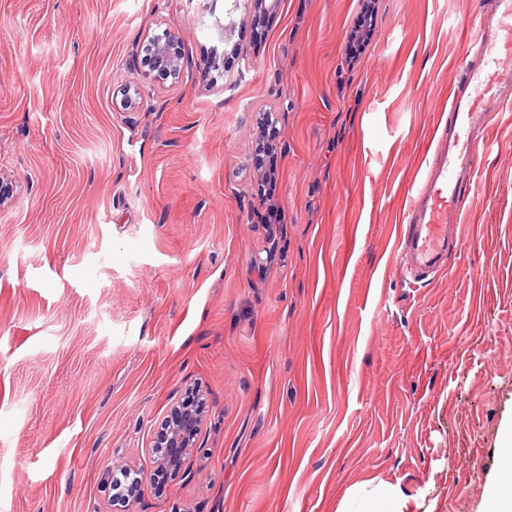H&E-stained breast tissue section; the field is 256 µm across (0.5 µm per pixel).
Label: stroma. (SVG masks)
I'll return each instance as SVG.
<instances>
[{"label":"stroma","mask_w":512,"mask_h":512,"mask_svg":"<svg viewBox=\"0 0 512 512\" xmlns=\"http://www.w3.org/2000/svg\"><path fill=\"white\" fill-rule=\"evenodd\" d=\"M486 0H0V512H336L372 479L406 512H490L512 431V105L494 113L445 270L399 231ZM236 27L221 42L217 22ZM171 30L165 91L136 52ZM141 87L133 109L122 85ZM274 111L281 224L254 163ZM188 475L154 483L175 403ZM361 13L358 16L357 25L354 27V32L351 34L348 52L351 58H357L365 47V41L361 37H357V33L361 28L368 25L373 27V16L375 12V2L373 0L362 1ZM189 405L181 401L174 406L161 429L156 433L152 452L155 470L152 480L165 479L186 469L192 448H196L203 423V403Z\"/></svg>","instance_id":"1"}]
</instances>
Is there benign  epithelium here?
<instances>
[{
  "instance_id": "1",
  "label": "benign epithelium",
  "mask_w": 512,
  "mask_h": 512,
  "mask_svg": "<svg viewBox=\"0 0 512 512\" xmlns=\"http://www.w3.org/2000/svg\"><path fill=\"white\" fill-rule=\"evenodd\" d=\"M141 50L145 76L158 83L175 86L189 68L188 60L170 31L146 36ZM203 423V403L180 402L174 406L161 429L156 433L152 452L155 457L153 479H165L186 468L190 451L196 447Z\"/></svg>"
}]
</instances>
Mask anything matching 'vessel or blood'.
I'll return each instance as SVG.
<instances>
[{
  "label": "vessel or blood",
  "instance_id": "obj_1",
  "mask_svg": "<svg viewBox=\"0 0 512 512\" xmlns=\"http://www.w3.org/2000/svg\"><path fill=\"white\" fill-rule=\"evenodd\" d=\"M491 4V12L472 22L480 62L470 67L464 86L452 94L448 136L437 142L422 169L401 227L396 267L414 279L438 272L443 256L461 242L457 201L475 186L478 134L494 112L512 101V0H491Z\"/></svg>",
  "mask_w": 512,
  "mask_h": 512
}]
</instances>
